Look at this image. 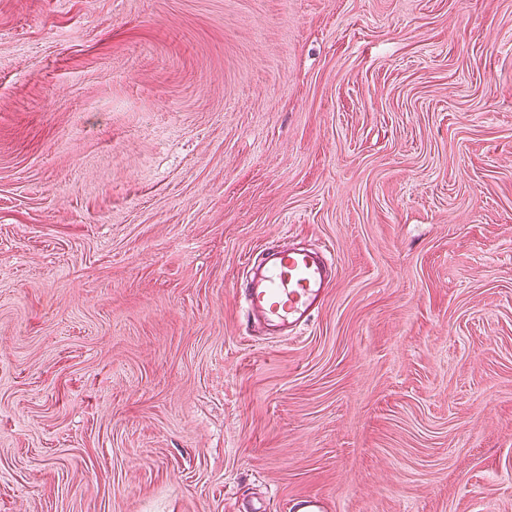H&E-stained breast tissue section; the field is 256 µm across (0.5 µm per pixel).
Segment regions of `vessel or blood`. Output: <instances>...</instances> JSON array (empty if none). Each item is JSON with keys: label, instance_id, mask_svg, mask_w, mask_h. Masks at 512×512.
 <instances>
[{"label": "vessel or blood", "instance_id": "vessel-or-blood-1", "mask_svg": "<svg viewBox=\"0 0 512 512\" xmlns=\"http://www.w3.org/2000/svg\"><path fill=\"white\" fill-rule=\"evenodd\" d=\"M258 284L241 295L250 319L276 328L285 336L307 324L332 280L326 257L297 248L257 256Z\"/></svg>", "mask_w": 512, "mask_h": 512}]
</instances>
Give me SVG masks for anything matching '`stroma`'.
Segmentation results:
<instances>
[{"label":"stroma","instance_id":"stroma-1","mask_svg":"<svg viewBox=\"0 0 512 512\" xmlns=\"http://www.w3.org/2000/svg\"><path fill=\"white\" fill-rule=\"evenodd\" d=\"M309 495L512 512V0H0V512ZM259 252L260 281L240 288L248 317L276 328L278 336L307 325L332 280V266L320 253L297 248Z\"/></svg>","mask_w":512,"mask_h":512}]
</instances>
